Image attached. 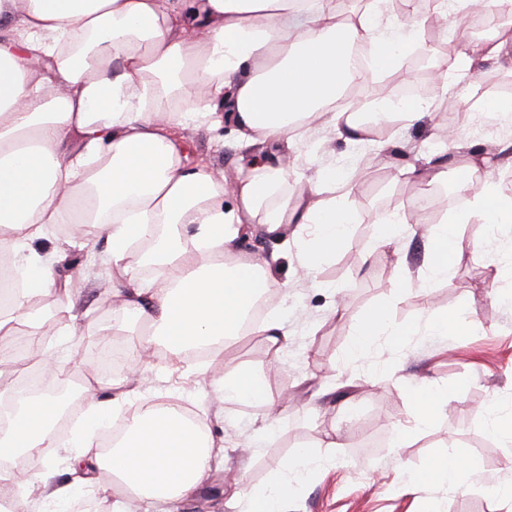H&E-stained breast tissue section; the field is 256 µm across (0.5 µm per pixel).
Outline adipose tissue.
Wrapping results in <instances>:
<instances>
[{
	"instance_id": "adipose-tissue-1",
	"label": "adipose tissue",
	"mask_w": 512,
	"mask_h": 512,
	"mask_svg": "<svg viewBox=\"0 0 512 512\" xmlns=\"http://www.w3.org/2000/svg\"><path fill=\"white\" fill-rule=\"evenodd\" d=\"M495 3L507 22L485 41L451 45L455 75L437 80L440 92L455 88L464 104L476 65L512 57V0ZM483 4L442 0L437 17L421 16L409 28L386 18L376 0L346 14L335 0H0V251L11 256L6 275L27 283L0 309V365L14 357L15 324L27 322L35 336L63 339L44 369H78L73 328L46 321L40 305L51 297L57 311L72 314L69 290L58 285L54 255L36 247L50 226L71 224L75 240L104 238L117 312L137 350L163 344L176 364L187 347L219 342L203 369L212 394L270 412L282 407L261 375L223 362L224 345L239 336L281 259L245 252L240 235L252 224L282 235L284 249L303 247L296 277L318 287L319 268L348 235L339 199L354 186L331 169L311 180L307 193L289 197L292 144L315 127L359 144L395 119L414 121L419 104L387 94L366 114L337 109V99L366 78L355 66L356 49L369 47L377 70L396 71L438 20ZM162 95L180 100L182 111L161 106ZM225 119L238 147L255 151L230 181L191 158L182 134L186 121L217 126ZM453 142L463 163L456 190L469 205L433 225L423 277L400 279V290L423 292L452 280L463 249L459 225L512 223V198L494 183L500 158L464 136ZM418 330L393 325L384 307H370L350 355L380 340L398 346ZM126 396L89 395L83 426L64 437L53 431L55 399L0 385V447L41 463L25 476L15 462L0 465V482L18 489L10 512H83L78 491L54 482L45 456L53 447L65 450L73 472L93 464L94 476L83 483L95 512H132L135 500L153 512L209 476L217 459L212 437L158 403L133 409L121 439L102 453L100 433ZM322 466L311 446H301L266 485L241 486L240 512H282ZM112 484L125 495L109 497Z\"/></svg>"
}]
</instances>
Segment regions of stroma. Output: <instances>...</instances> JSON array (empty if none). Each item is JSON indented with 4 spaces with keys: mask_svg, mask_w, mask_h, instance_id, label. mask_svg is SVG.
Instances as JSON below:
<instances>
[{
    "mask_svg": "<svg viewBox=\"0 0 512 512\" xmlns=\"http://www.w3.org/2000/svg\"><path fill=\"white\" fill-rule=\"evenodd\" d=\"M424 102L431 108L418 122L395 120L380 143L352 145L325 131L308 133L321 149L302 153L288 177L296 190L318 170L336 169L355 184L341 205L351 218L343 249L318 273L320 287L297 282L296 256L281 261L276 283H289L287 295L275 297L290 338L273 355L261 336L241 337L224 352L228 365L264 373L272 387L288 386L293 404L277 415V433L259 436L266 410L257 404L228 405L205 396L202 362L184 360L181 369L148 368L136 375L130 407L175 400L197 415L213 435L224 440V464L213 470L178 512H238L231 502L232 475L245 483L264 484L286 463L297 445H319L329 433L336 445L321 448L326 464L311 482L296 491L285 512H512V497H495L491 488L512 485V447L487 431L484 413L498 402L502 418L512 417V223L473 249L479 228L464 224L465 246L452 282H438L427 293L400 291L397 274L417 278L423 271L427 234L408 230L401 250L392 255L375 247L378 219L413 210L422 189L409 168L415 159L440 151L434 128H447L456 111L455 91L442 94L429 85ZM194 150L234 179L248 159L236 148V135L222 128L223 149L212 133L186 126ZM104 241L68 248L59 276L74 290L77 320L74 343L80 355L95 347L99 332L116 327L112 280L99 255ZM346 303L347 313L331 310ZM385 304L400 325L419 321L423 307L438 312H469L457 332L442 334L421 326L397 348L377 344L358 360L348 358L354 328L373 305ZM448 388L446 405L431 417L405 447L395 445L398 428L416 417L419 391L432 384ZM460 452L468 468L458 486L417 481V473Z\"/></svg>",
    "mask_w": 512,
    "mask_h": 512,
    "instance_id": "stroma-1",
    "label": "stroma"
}]
</instances>
